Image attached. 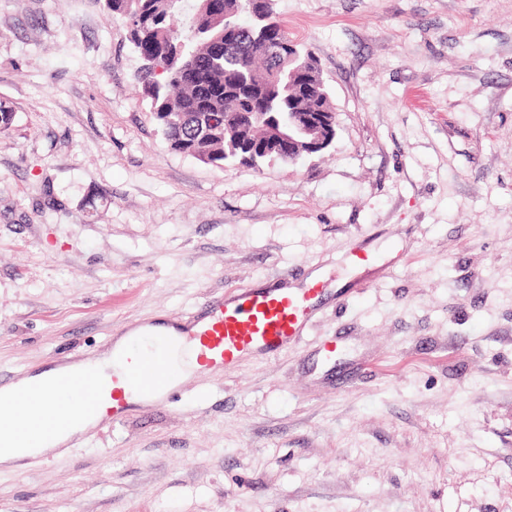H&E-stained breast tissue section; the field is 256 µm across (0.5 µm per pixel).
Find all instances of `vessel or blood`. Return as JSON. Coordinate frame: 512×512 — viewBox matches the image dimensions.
I'll return each instance as SVG.
<instances>
[{"instance_id":"1","label":"vessel or blood","mask_w":512,"mask_h":512,"mask_svg":"<svg viewBox=\"0 0 512 512\" xmlns=\"http://www.w3.org/2000/svg\"><path fill=\"white\" fill-rule=\"evenodd\" d=\"M320 297L315 285L237 291L208 300L203 317L184 325L181 332L198 364L226 371L242 357L267 360L298 342ZM172 345V339L145 329L125 351L120 373L102 377L91 369L64 372L37 393L0 375V393H7L17 410L40 396L43 415L57 427L74 417L115 420L125 413L126 399L134 392L148 395L153 408L168 403L175 387L176 365L169 356ZM61 391L70 393V405L57 402Z\"/></svg>"}]
</instances>
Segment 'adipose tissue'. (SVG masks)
<instances>
[{"mask_svg": "<svg viewBox=\"0 0 512 512\" xmlns=\"http://www.w3.org/2000/svg\"><path fill=\"white\" fill-rule=\"evenodd\" d=\"M39 409L40 402L35 399L21 414H0V467H25L30 459L54 450L93 426L92 421L82 419L57 431L40 419Z\"/></svg>", "mask_w": 512, "mask_h": 512, "instance_id": "ef3b65f1", "label": "adipose tissue"}]
</instances>
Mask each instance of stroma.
<instances>
[{
    "mask_svg": "<svg viewBox=\"0 0 512 512\" xmlns=\"http://www.w3.org/2000/svg\"><path fill=\"white\" fill-rule=\"evenodd\" d=\"M274 10L336 137L224 169L170 149L102 0H0V374L230 290L325 288L280 356L0 468V512H512V0Z\"/></svg>",
    "mask_w": 512,
    "mask_h": 512,
    "instance_id": "obj_1",
    "label": "stroma"
}]
</instances>
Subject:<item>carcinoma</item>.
<instances>
[{
    "mask_svg": "<svg viewBox=\"0 0 512 512\" xmlns=\"http://www.w3.org/2000/svg\"><path fill=\"white\" fill-rule=\"evenodd\" d=\"M236 32L244 44L261 27L288 37L274 9L259 19L246 0H229ZM109 15L134 21L130 40L136 52L179 53L168 61L169 70L146 88L147 74L138 70L135 83L169 147L208 156L220 167L239 162V154L224 144V131L209 127V117L225 112H332L330 94L319 76L317 59L307 54L308 79L313 91L295 90L286 96L282 87L288 68L275 74L266 52L254 49L244 59L224 57V47L212 42L222 27H214L200 0H105Z\"/></svg>",
    "mask_w": 512,
    "mask_h": 512,
    "instance_id": "1",
    "label": "carcinoma"
}]
</instances>
